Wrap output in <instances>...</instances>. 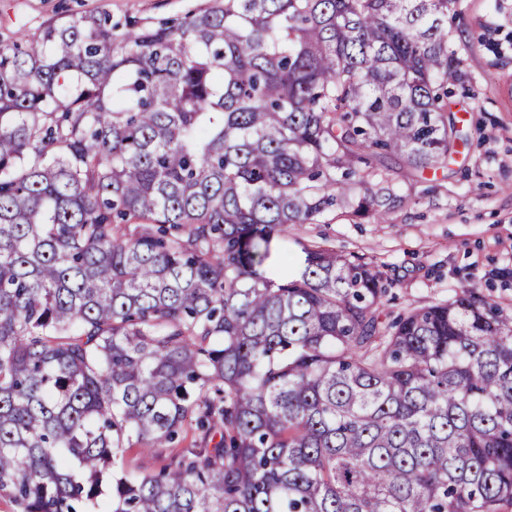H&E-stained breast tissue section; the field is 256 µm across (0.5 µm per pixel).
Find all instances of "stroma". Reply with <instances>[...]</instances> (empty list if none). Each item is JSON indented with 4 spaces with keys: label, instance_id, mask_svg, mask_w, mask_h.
Returning <instances> with one entry per match:
<instances>
[{
    "label": "stroma",
    "instance_id": "35a3bbf8",
    "mask_svg": "<svg viewBox=\"0 0 512 512\" xmlns=\"http://www.w3.org/2000/svg\"><path fill=\"white\" fill-rule=\"evenodd\" d=\"M203 0H0V45L29 39L52 21L107 14L113 21L183 18ZM452 28L473 77L455 97L468 144L444 173L416 176L384 222L332 210L294 224L289 241L324 244L367 257L391 287L382 302L394 316L444 302L465 287L512 309V0H463Z\"/></svg>",
    "mask_w": 512,
    "mask_h": 512
}]
</instances>
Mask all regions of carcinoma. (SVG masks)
I'll return each mask as SVG.
<instances>
[{
	"label": "carcinoma",
	"instance_id": "1",
	"mask_svg": "<svg viewBox=\"0 0 512 512\" xmlns=\"http://www.w3.org/2000/svg\"><path fill=\"white\" fill-rule=\"evenodd\" d=\"M462 0H213L0 48V494L20 512H506L512 311L389 320L381 222L445 170ZM199 440L155 475L122 449Z\"/></svg>",
	"mask_w": 512,
	"mask_h": 512
}]
</instances>
